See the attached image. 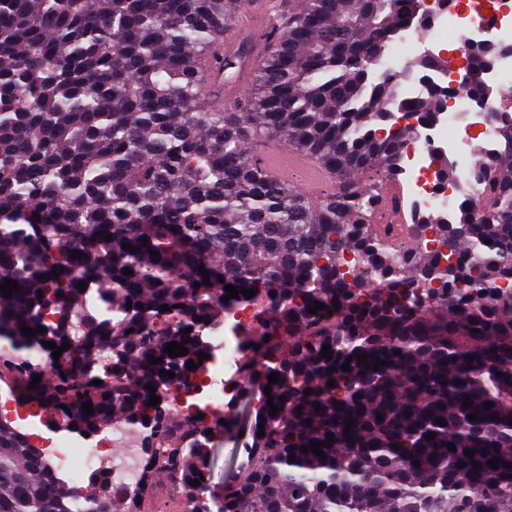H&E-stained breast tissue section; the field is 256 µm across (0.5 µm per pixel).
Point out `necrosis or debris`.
I'll return each mask as SVG.
<instances>
[{
	"label": "necrosis or debris",
	"instance_id": "4bbe7bcc",
	"mask_svg": "<svg viewBox=\"0 0 512 512\" xmlns=\"http://www.w3.org/2000/svg\"><path fill=\"white\" fill-rule=\"evenodd\" d=\"M477 43L512 44V0H472L464 9L454 2L432 9L425 12L422 22L403 28L390 48L392 57L397 58L420 44L425 53L442 61L439 68L405 87V101L417 100L431 86L448 93L437 120L416 125L415 135L399 160L400 205L408 214L437 211L449 219L460 204L476 207L481 203L483 185L470 164V148L478 140L486 152H499L493 121L497 113L512 112V100L489 98L482 110H473L467 91L469 70L455 53ZM437 153L455 160L460 170L458 180L439 178L433 159ZM253 321L252 312L241 309L211 332L207 338L209 357L197 387L169 397L176 412L192 405L209 412L223 410L225 398L235 395L242 385L239 359L244 334ZM1 415L10 419L34 447L67 469L71 486H81L86 474L97 472L104 473L115 489L131 491L138 486L146 464L138 427L110 426L94 439L78 437L67 432L61 419H49L35 407H19L9 393L0 394Z\"/></svg>",
	"mask_w": 512,
	"mask_h": 512
}]
</instances>
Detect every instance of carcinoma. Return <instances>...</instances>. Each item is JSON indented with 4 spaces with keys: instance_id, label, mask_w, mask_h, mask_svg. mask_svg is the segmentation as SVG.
I'll use <instances>...</instances> for the list:
<instances>
[{
    "instance_id": "cac0c4a2",
    "label": "carcinoma",
    "mask_w": 512,
    "mask_h": 512,
    "mask_svg": "<svg viewBox=\"0 0 512 512\" xmlns=\"http://www.w3.org/2000/svg\"><path fill=\"white\" fill-rule=\"evenodd\" d=\"M239 2L0 0V285L20 287L0 292V382L79 436L140 427L148 458L131 494L99 474L73 493L0 418V512H74L79 499L82 512H150L163 483L181 512H512V120L495 119L505 149L476 164L483 210L416 215L406 247L379 223L390 199L365 175L396 178L414 133L394 121L407 80L377 62L420 0H299L242 111L226 112L203 88L235 82L249 47L194 67L221 50ZM494 55L469 51L476 98L494 93L480 80ZM442 97L414 114L435 119ZM263 135L334 174L321 204L254 163ZM227 285L256 294L226 302ZM241 306L264 317L240 366L258 395L252 441L247 466L215 485L224 412L187 417L167 399ZM45 341L69 348L23 361ZM173 341L189 353L171 357ZM314 440L330 443L326 459Z\"/></svg>"
}]
</instances>
